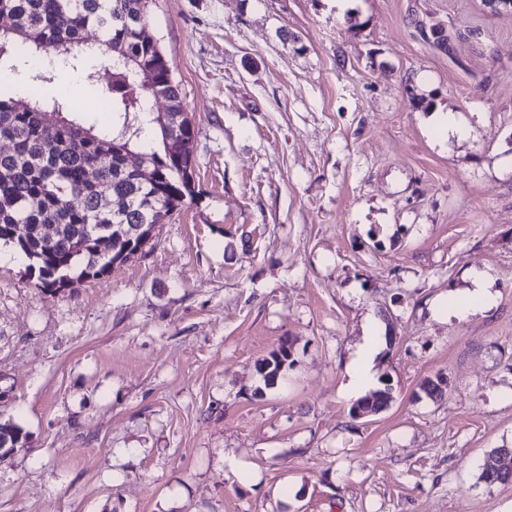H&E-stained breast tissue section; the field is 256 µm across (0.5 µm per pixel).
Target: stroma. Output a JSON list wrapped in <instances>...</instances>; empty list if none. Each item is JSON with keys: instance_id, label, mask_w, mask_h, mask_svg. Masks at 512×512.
<instances>
[{"instance_id": "35a3bbf8", "label": "stroma", "mask_w": 512, "mask_h": 512, "mask_svg": "<svg viewBox=\"0 0 512 512\" xmlns=\"http://www.w3.org/2000/svg\"><path fill=\"white\" fill-rule=\"evenodd\" d=\"M149 28L195 197L52 294L0 258V424L27 436L0 512H512V484L480 478L512 446V10L155 0ZM477 272L492 309L434 317ZM374 319L392 401L357 418L346 367ZM287 343H284L277 351L270 353L269 358H265L264 361L269 363L270 370L266 375H262L263 382L266 386H273L277 383L279 377L283 374L286 369L290 366L292 361H289L290 349L288 348V356L284 353V349ZM281 357V358H279ZM287 365V366H286ZM495 456L498 457V460H496L495 463L487 465V460L489 458H492V457H495ZM504 457H505V459L507 457H509L508 462L511 465V467L509 468L508 465H504V466H502L500 468L506 467L508 471H511V474L508 475V476L500 475V474H497V473H494V472L491 471L492 467H494L497 464V462H501ZM488 459L483 464V468H482V472H481V477H480L481 480L483 482H485L486 484H489V485H494V484H503V485H505L507 483L508 478L512 476V447H507V446L503 445V446H501L499 448H494L488 454Z\"/></svg>"}]
</instances>
